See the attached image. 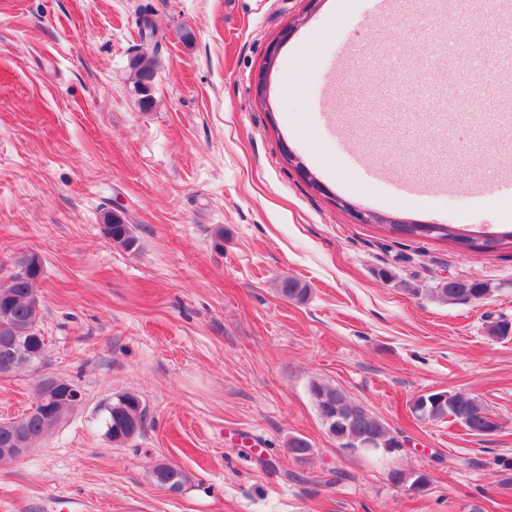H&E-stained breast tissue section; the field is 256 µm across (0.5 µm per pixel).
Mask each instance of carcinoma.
<instances>
[{"label":"carcinoma","mask_w":512,"mask_h":512,"mask_svg":"<svg viewBox=\"0 0 512 512\" xmlns=\"http://www.w3.org/2000/svg\"><path fill=\"white\" fill-rule=\"evenodd\" d=\"M130 68L134 76V89L140 96L143 108L153 105V84L146 83L155 77V63L141 56L132 58ZM389 230L397 236L407 238H432L449 242H466L471 235L452 224H391ZM100 231L113 243L131 248L135 243L130 225L115 214L103 216ZM33 264L22 270L24 258L13 263L12 270L0 276V365L8 364L14 356L31 358L40 368L46 365L48 343L39 327L41 299L36 283L42 275L38 257L30 255ZM276 292L288 299L304 302L310 294L308 285L293 277H283L276 283ZM57 386L52 390L36 388L38 400L35 407L20 417L17 422L0 424V448H12L18 431L36 436L54 429L71 411L70 389L77 384L56 377ZM310 393L317 406L319 416L328 434L342 440L362 434H373L378 444L388 448L401 446L400 440L376 415L361 404H357L335 386L314 381ZM431 399L429 411L422 415L411 406L412 414L420 420H442L446 417L459 422L473 436H487L494 432L496 424L482 400L461 392L448 391L427 395ZM104 435L115 444H123L141 434L145 428L146 410L140 396L126 391L115 394L104 404ZM311 451L307 440L293 437L288 441V453L293 459L303 462ZM388 478L395 485L410 488L428 484L427 476L414 472L410 475L402 470L390 471ZM153 484L170 492L181 491L188 483V476L181 468L167 463L157 464L151 475Z\"/></svg>","instance_id":"1"}]
</instances>
